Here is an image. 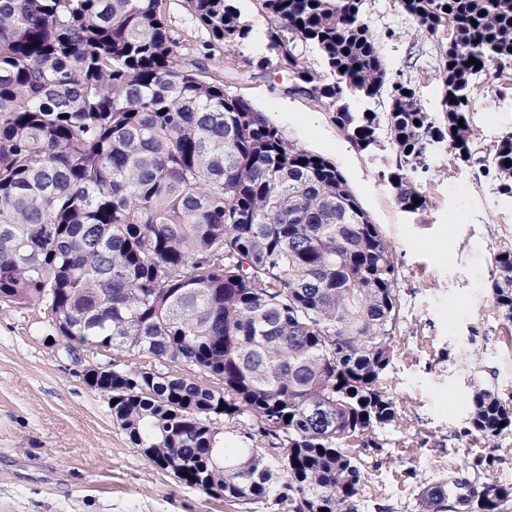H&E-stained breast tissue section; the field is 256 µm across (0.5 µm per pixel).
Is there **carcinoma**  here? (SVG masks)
Wrapping results in <instances>:
<instances>
[{"instance_id": "obj_1", "label": "carcinoma", "mask_w": 512, "mask_h": 512, "mask_svg": "<svg viewBox=\"0 0 512 512\" xmlns=\"http://www.w3.org/2000/svg\"><path fill=\"white\" fill-rule=\"evenodd\" d=\"M258 2L252 76L278 68L282 93L331 111L371 160L391 152L379 177L404 210L425 207L416 174L435 149L512 198V131L484 146L470 118L477 77L512 63V0H396L430 44L435 112L388 68L369 0ZM184 4L179 31L167 0H0V304L37 308L35 332L67 350L90 346L83 378L113 423L186 484L240 512H363L366 460L389 458L401 418L398 264L337 166L227 92L252 32L236 0ZM384 94L385 112L352 109ZM494 268L512 323V249ZM469 406L478 469L422 487L433 512L512 498L479 470L501 461L512 401L476 386Z\"/></svg>"}]
</instances>
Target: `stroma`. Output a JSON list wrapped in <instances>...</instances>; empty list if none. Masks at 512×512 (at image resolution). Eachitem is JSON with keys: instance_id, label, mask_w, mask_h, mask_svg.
<instances>
[{"instance_id": "35a3bbf8", "label": "stroma", "mask_w": 512, "mask_h": 512, "mask_svg": "<svg viewBox=\"0 0 512 512\" xmlns=\"http://www.w3.org/2000/svg\"><path fill=\"white\" fill-rule=\"evenodd\" d=\"M283 75L240 70L229 92L276 124L291 143L334 162L391 245L408 304L391 385L403 406L389 432L392 457L414 449L425 477L469 470L474 386L512 394V323L491 297L493 260L512 248V199L493 193L478 167L448 153L428 158L423 209L405 211L370 158ZM471 119L483 144L512 129V65H491L473 91ZM37 309L0 307V512H236L180 482L134 448L89 388L33 331Z\"/></svg>"}]
</instances>
